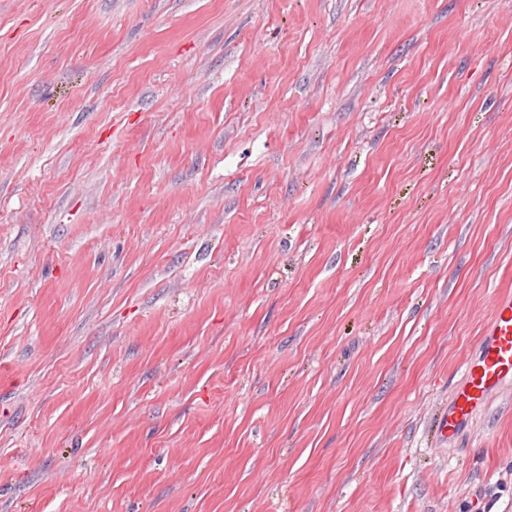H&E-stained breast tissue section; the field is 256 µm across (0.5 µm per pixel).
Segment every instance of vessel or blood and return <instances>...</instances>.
<instances>
[{"instance_id": "obj_1", "label": "vessel or blood", "mask_w": 512, "mask_h": 512, "mask_svg": "<svg viewBox=\"0 0 512 512\" xmlns=\"http://www.w3.org/2000/svg\"><path fill=\"white\" fill-rule=\"evenodd\" d=\"M512 384V296L499 298L474 353L463 363L458 384L440 419L447 440L458 438L492 399Z\"/></svg>"}]
</instances>
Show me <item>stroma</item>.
Wrapping results in <instances>:
<instances>
[{"instance_id": "1", "label": "stroma", "mask_w": 512, "mask_h": 512, "mask_svg": "<svg viewBox=\"0 0 512 512\" xmlns=\"http://www.w3.org/2000/svg\"><path fill=\"white\" fill-rule=\"evenodd\" d=\"M512 0H0V512H512ZM512 382V296L497 300L474 353L463 363L448 411L439 427L458 438L492 399Z\"/></svg>"}]
</instances>
